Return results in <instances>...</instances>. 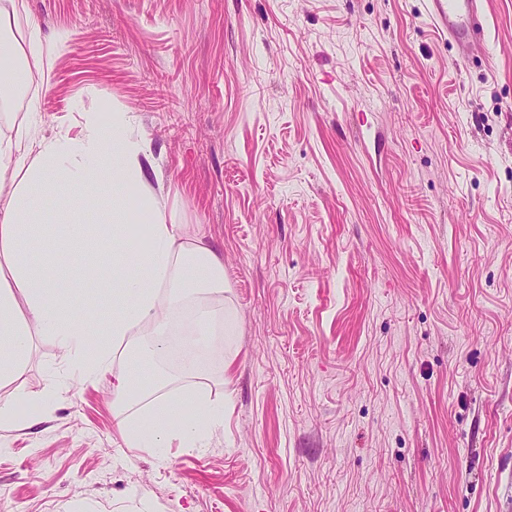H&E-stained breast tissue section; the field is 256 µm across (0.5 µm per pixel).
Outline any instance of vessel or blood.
<instances>
[{
    "mask_svg": "<svg viewBox=\"0 0 512 512\" xmlns=\"http://www.w3.org/2000/svg\"><path fill=\"white\" fill-rule=\"evenodd\" d=\"M425 14L458 56H466L486 39L482 0H425Z\"/></svg>",
    "mask_w": 512,
    "mask_h": 512,
    "instance_id": "obj_1",
    "label": "vessel or blood"
}]
</instances>
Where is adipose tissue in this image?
Returning <instances> with one entry per match:
<instances>
[{"label":"adipose tissue","mask_w":512,"mask_h":512,"mask_svg":"<svg viewBox=\"0 0 512 512\" xmlns=\"http://www.w3.org/2000/svg\"><path fill=\"white\" fill-rule=\"evenodd\" d=\"M50 54L37 25L0 36V106L33 78H47ZM126 113L103 125L82 116L78 133L41 134L38 98L20 120L0 122V382L27 364L31 339H52L84 377L110 371L139 332L163 343L172 321L193 304L188 344L207 350L234 335L236 316L224 304V262L185 224L169 222L144 143L125 136ZM123 163L112 166V153ZM47 195L36 204L33 191ZM109 206H102V197ZM73 256L72 281L59 268ZM99 315V341L83 317ZM118 432L127 447H206L224 426V405L201 390L166 379L143 388L131 373L112 384Z\"/></svg>","instance_id":"adipose-tissue-1"}]
</instances>
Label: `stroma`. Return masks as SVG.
I'll return each mask as SVG.
<instances>
[{"instance_id":"1","label":"stroma","mask_w":512,"mask_h":512,"mask_svg":"<svg viewBox=\"0 0 512 512\" xmlns=\"http://www.w3.org/2000/svg\"><path fill=\"white\" fill-rule=\"evenodd\" d=\"M45 133L124 112L238 332L204 448H129L56 344L0 399V512H507L512 0L456 61L424 0H28ZM48 393L43 408L31 395Z\"/></svg>"}]
</instances>
